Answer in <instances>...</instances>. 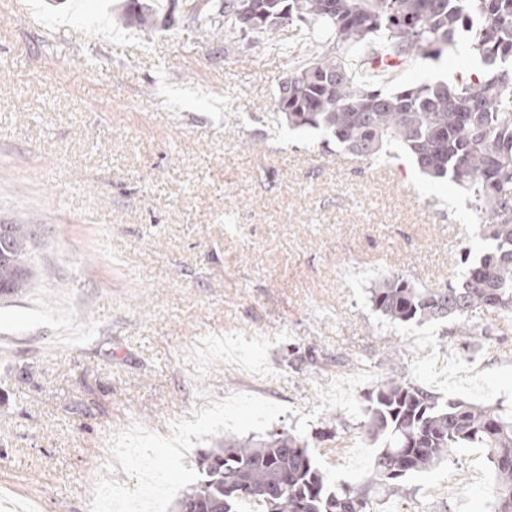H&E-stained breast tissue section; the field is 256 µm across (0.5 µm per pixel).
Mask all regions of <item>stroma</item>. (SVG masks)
Instances as JSON below:
<instances>
[{"label": "stroma", "mask_w": 512, "mask_h": 512, "mask_svg": "<svg viewBox=\"0 0 512 512\" xmlns=\"http://www.w3.org/2000/svg\"><path fill=\"white\" fill-rule=\"evenodd\" d=\"M0 0V221L34 224L30 286L0 300V487L43 512H172L213 439L290 430L331 481L361 484L357 427L391 367L444 399L512 408V327L478 314L405 328L369 287L459 283L488 242L464 191L407 154L369 162L274 107L322 53L312 33L253 41L197 27L216 0ZM54 29L55 43L41 31ZM466 40L380 81L456 78ZM469 450L374 512H494Z\"/></svg>", "instance_id": "35a3bbf8"}]
</instances>
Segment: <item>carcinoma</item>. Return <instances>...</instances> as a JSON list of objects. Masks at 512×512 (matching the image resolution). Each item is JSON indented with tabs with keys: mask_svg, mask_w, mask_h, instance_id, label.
I'll return each mask as SVG.
<instances>
[{
	"mask_svg": "<svg viewBox=\"0 0 512 512\" xmlns=\"http://www.w3.org/2000/svg\"><path fill=\"white\" fill-rule=\"evenodd\" d=\"M194 19L256 40L286 24L317 32L326 52L288 74L275 96L287 125L321 130L369 161L403 149L429 178L460 186L481 217L479 234L494 248L461 283L375 282L374 312L394 326L455 316L464 338L482 334L479 312L512 318V0H221L218 15ZM126 20L155 24L139 0ZM461 31L478 67L452 81L383 92L356 77L364 46L371 54L360 65L392 72L451 51ZM32 238L30 224H0V297L30 286ZM366 402L358 431L381 443L366 484L331 482L306 437L275 432L205 452L175 512H373L375 491L406 499L409 477L466 448L481 450L494 474V512H512V409L442 400L396 369Z\"/></svg>",
	"mask_w": 512,
	"mask_h": 512,
	"instance_id": "1",
	"label": "carcinoma"
}]
</instances>
